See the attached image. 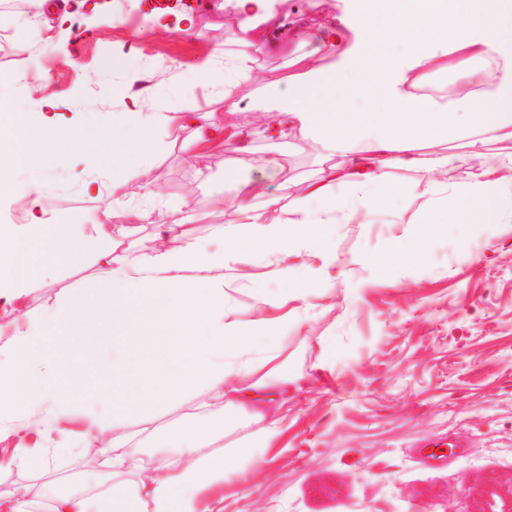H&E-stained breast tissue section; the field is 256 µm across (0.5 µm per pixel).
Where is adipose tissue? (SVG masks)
<instances>
[{
  "label": "adipose tissue",
  "instance_id": "adipose-tissue-1",
  "mask_svg": "<svg viewBox=\"0 0 512 512\" xmlns=\"http://www.w3.org/2000/svg\"><path fill=\"white\" fill-rule=\"evenodd\" d=\"M354 21L362 32L356 50L343 49L344 27L336 25L324 33L330 63L303 58L297 75L263 82L265 100L287 115L288 126L267 123L258 134L300 135L327 168L308 184L304 200L289 201L267 191L281 164L265 157L254 178L220 200L235 220L213 228L224 243L216 252L200 245L184 203L158 231L167 245L150 252L121 246L147 221L143 212L137 224L116 228L114 212L102 211L81 238H72L62 218L42 209L41 180L16 184L8 176V166L36 174L61 154L87 196H100L107 186L126 198L156 195V184L142 180L141 171L161 156L155 135L171 117L144 111L141 72L127 71L125 109L103 123L105 135L123 143L119 153L100 159L112 171L108 182L85 161L77 113L52 99L40 101L33 120L0 111L6 131L0 197L28 200L25 223L0 225V305H18L56 274L46 255L98 269L95 287L57 298L40 314L22 313L23 330L0 336V425L22 440L88 411L73 443L97 449L102 465L117 475L138 465L141 439L128 431L130 420L186 402L199 414L169 436L178 454L162 468L130 486L97 483L89 497L54 493L50 512H200L205 492L276 440L292 386L273 366L280 339L265 335L264 324L246 328L231 319L224 280L214 269L255 251L311 250L331 261L337 225L362 222L383 205L375 189L386 184L390 168L425 171L428 201L451 198L440 223L467 224L478 216L512 223V0H362ZM383 41L404 50L379 52ZM256 53L242 41L235 54L217 53L197 66L192 79L223 97L225 111H239L234 89L252 75ZM446 69L454 72V93L429 94L432 75ZM335 88L337 103L318 110L319 95ZM464 101L471 110L462 118L457 109ZM178 118L192 131L190 158L204 157L219 140L228 154L241 153L237 132L211 116L187 108ZM228 408L250 429L229 445L217 428Z\"/></svg>",
  "mask_w": 512,
  "mask_h": 512
}]
</instances>
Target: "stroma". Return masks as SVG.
<instances>
[{"mask_svg": "<svg viewBox=\"0 0 512 512\" xmlns=\"http://www.w3.org/2000/svg\"><path fill=\"white\" fill-rule=\"evenodd\" d=\"M154 3L122 0L117 13L104 0L99 12L87 14L83 32L66 42L46 39L45 17L21 23L0 11V100L19 112L36 111L43 98L66 100L87 117L88 162L97 165L112 151L100 120L124 109L118 90L125 71L111 68L112 55L130 51L125 70L151 77L145 111L172 116L164 134L168 148L143 174L162 197L132 205L149 211L151 223L167 224L171 205L189 202L203 216L197 226L202 244L217 250L221 244L210 228L229 220L214 204L229 188L227 155L219 144L199 164L185 159L186 133L176 118L181 108L214 113L243 133L250 163L239 168V177L254 176L255 165L274 153L292 182L291 194L301 195L304 178L320 162L301 141L253 137L257 126L280 118L258 80L238 83L242 109L228 112L191 82V70L216 47L234 51L244 35L261 47V71L295 74L297 56L327 59L324 31L337 18L352 17L358 3L276 0L275 18L253 27L234 0H209L195 11L188 35L152 31L147 14ZM425 178L416 170L392 171L397 191L385 210L363 224L337 225L336 254L346 276L324 271L310 253L291 259L258 252L225 271L227 302L240 323L280 318L279 361L295 386L277 445L259 449L242 473L205 495L204 512L219 502L224 512H472L471 484L491 471L512 473V223L443 224L423 254L393 261L398 238L413 234L424 217L417 193ZM112 201L109 193L85 196L69 181L64 160L45 175L47 215L92 224ZM88 276L85 269L63 268L32 289L23 307L40 311ZM308 279L319 288L294 298L295 285ZM264 296L284 304L261 305ZM193 416L188 406L157 412L155 435L142 446L143 467L165 461L166 432ZM79 427L70 422L39 441L57 449L51 467L69 476L75 490L86 486L87 455L60 448ZM430 437L445 442L444 458L421 457L419 446Z\"/></svg>", "mask_w": 512, "mask_h": 512, "instance_id": "stroma-1", "label": "stroma"}]
</instances>
